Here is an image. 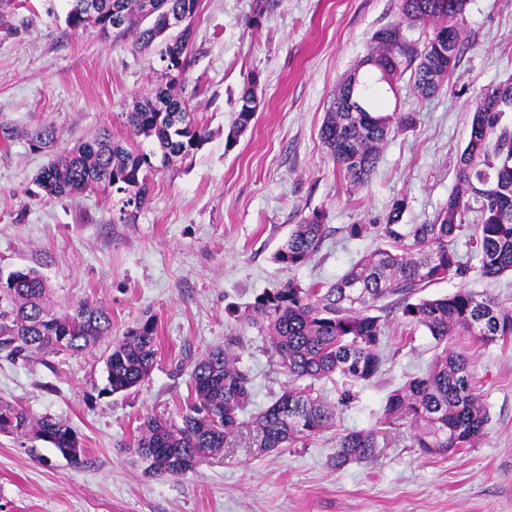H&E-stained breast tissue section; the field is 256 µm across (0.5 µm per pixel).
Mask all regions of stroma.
Segmentation results:
<instances>
[{
  "label": "stroma",
  "instance_id": "1",
  "mask_svg": "<svg viewBox=\"0 0 512 512\" xmlns=\"http://www.w3.org/2000/svg\"><path fill=\"white\" fill-rule=\"evenodd\" d=\"M201 0L192 21V64L183 95L209 137L190 157L152 177L149 202L121 214L118 195L92 190L50 198L36 178L51 156L109 129L129 136L126 114L158 83L150 54L130 38L71 28L65 0H17L0 12V270L37 269L60 306L88 301L112 316L113 334L140 318L158 323L157 362L140 385L107 389L102 348L83 356L0 358V400L50 415L79 433L85 462L0 434V512H512V340L457 338L488 417L469 448L429 455L402 426L370 463L336 467V434L384 417L388 395L424 374L436 354L424 328L400 310L382 313L383 365L353 386L334 430L263 452L224 451L197 471L150 476L127 445L144 416H177L194 362L231 336L244 344L252 412L291 379L263 331L241 320L246 305L286 282L327 285L380 244L376 229L395 199L402 221L422 224L446 205L474 103L512 78V0H470L468 44L443 90L419 95L409 77L383 90V112H409L368 185L351 190L319 136L337 85L377 29L398 22L397 0ZM260 105L234 146L226 136L249 73ZM52 125L40 148L26 137ZM321 213L319 252L288 267L276 254L296 224ZM367 225L352 237L349 228ZM466 288L512 309V273L470 272L424 288L433 298Z\"/></svg>",
  "mask_w": 512,
  "mask_h": 512
}]
</instances>
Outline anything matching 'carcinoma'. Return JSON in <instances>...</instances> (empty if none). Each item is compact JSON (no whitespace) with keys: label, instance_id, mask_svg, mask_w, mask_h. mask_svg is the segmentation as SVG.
Segmentation results:
<instances>
[{"label":"carcinoma","instance_id":"cac0c4a2","mask_svg":"<svg viewBox=\"0 0 512 512\" xmlns=\"http://www.w3.org/2000/svg\"><path fill=\"white\" fill-rule=\"evenodd\" d=\"M66 23L94 32L96 25L119 15L112 34L131 36L134 44L152 51L160 66L151 96L138 99L127 115L130 138H152L160 166L193 154L207 138L178 92L168 69L187 72L191 58L190 27H168L164 16L184 12L187 0H67ZM468 0H399L400 21L376 30L360 64L388 72L391 85L411 70L410 78L425 97L438 93L460 61L465 46L463 25ZM420 30L421 38L405 41L404 27ZM448 39V55L441 53ZM352 76L340 82L320 136L333 163L355 189L375 172L383 145L395 130L413 124L408 113H383L379 93L360 81L363 108L350 111ZM255 95V74L247 76L238 98L240 108L226 144L250 125L247 110ZM512 112V79L484 93L476 103L469 138L457 160V183L448 204L425 224H403L405 199L393 202L379 229L383 241L370 256L354 264L329 286L302 288L288 281L264 291L243 317L267 331L269 349L294 380L313 381L339 375L350 384L371 379L382 365L383 324L378 310L398 307L406 324L424 328L441 351L422 376L408 380L388 397L385 423L405 417L413 421L417 447L446 453L474 446L483 436L486 415L474 383L471 362L448 350L457 336L484 342L512 339V310L492 299L459 289L440 298H411L422 288L469 268L455 243L468 216L476 214L478 234L469 247L480 256L485 278L512 271V126L502 117ZM151 155L132 141L114 140L103 130L91 142L51 158L37 178L50 197H69L102 189L122 195L123 208H142L148 201L149 174L156 171ZM326 237L323 215L313 213L295 226L276 254L288 266L316 255ZM112 336V317L87 302L55 309L43 276L34 268L0 272V357L29 361L59 354L81 356L102 338ZM154 317L138 321L114 337L104 357L108 390L127 391L151 373L158 354ZM243 344L230 337L210 348L193 364L194 398L176 419L148 416L128 449L154 476H183L224 451L230 443L283 448L336 425L337 406L314 394L312 385L286 388L264 411L240 419L251 403V380L237 363ZM0 433L18 438L50 437L49 444L74 465L83 463L84 449L75 430L59 418H36L25 408L0 401ZM377 429L349 430L336 435V466L369 462L378 448Z\"/></svg>","mask_w":512,"mask_h":512}]
</instances>
